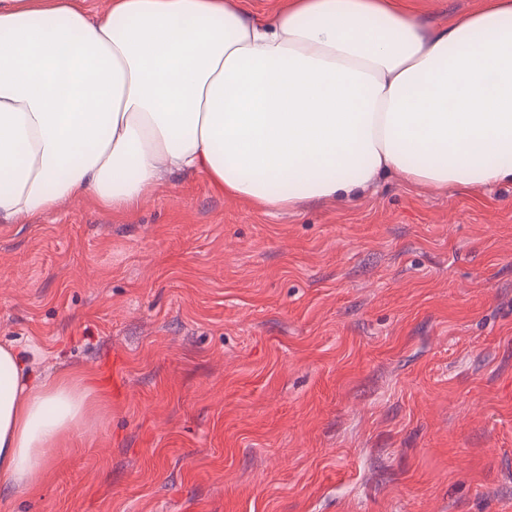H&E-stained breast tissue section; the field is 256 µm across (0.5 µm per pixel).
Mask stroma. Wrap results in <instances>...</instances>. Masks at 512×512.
<instances>
[{"label":"stroma","instance_id":"35a3bbf8","mask_svg":"<svg viewBox=\"0 0 512 512\" xmlns=\"http://www.w3.org/2000/svg\"><path fill=\"white\" fill-rule=\"evenodd\" d=\"M2 345L101 417L10 512H512L511 182L0 224Z\"/></svg>","mask_w":512,"mask_h":512}]
</instances>
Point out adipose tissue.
Segmentation results:
<instances>
[{"label":"adipose tissue","instance_id":"ef3b65f1","mask_svg":"<svg viewBox=\"0 0 512 512\" xmlns=\"http://www.w3.org/2000/svg\"><path fill=\"white\" fill-rule=\"evenodd\" d=\"M271 213L384 175L512 181V0L428 27L405 0H0V224L134 209L162 171ZM88 387L0 347V476L41 489Z\"/></svg>","mask_w":512,"mask_h":512}]
</instances>
